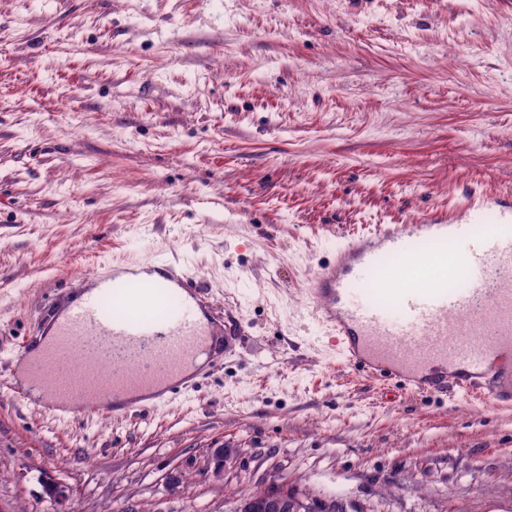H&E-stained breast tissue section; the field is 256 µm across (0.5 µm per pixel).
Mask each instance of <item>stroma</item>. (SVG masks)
<instances>
[{
	"label": "stroma",
	"mask_w": 512,
	"mask_h": 512,
	"mask_svg": "<svg viewBox=\"0 0 512 512\" xmlns=\"http://www.w3.org/2000/svg\"><path fill=\"white\" fill-rule=\"evenodd\" d=\"M476 191L512 194V0H0V512H512V408L364 380L306 300ZM163 257L221 366L131 417L20 398L33 316ZM285 487L280 492L263 489L258 496V490L246 491L241 495L237 506L241 507L245 502L257 496L251 504L243 505L242 511L296 512L292 507V502L288 499Z\"/></svg>",
	"instance_id": "stroma-1"
}]
</instances>
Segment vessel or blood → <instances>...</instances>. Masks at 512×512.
I'll use <instances>...</instances> for the list:
<instances>
[{"instance_id": "obj_1", "label": "vessel or blood", "mask_w": 512, "mask_h": 512, "mask_svg": "<svg viewBox=\"0 0 512 512\" xmlns=\"http://www.w3.org/2000/svg\"><path fill=\"white\" fill-rule=\"evenodd\" d=\"M450 242L468 287L395 288L390 307L375 299L373 273L389 256L415 262ZM150 272L134 288L136 267L113 266L56 315L55 343L30 362L37 386L50 389L42 408L66 417L85 401L92 413L116 416L188 388L185 370L214 334L199 282L165 261ZM308 300L338 354L364 375L412 394L451 389L489 408L512 406L511 195L479 194L465 216L393 224L344 244L311 278ZM74 352L79 367L63 373Z\"/></svg>"}]
</instances>
